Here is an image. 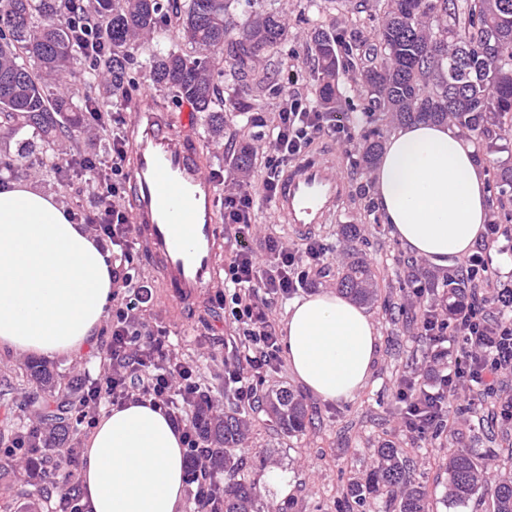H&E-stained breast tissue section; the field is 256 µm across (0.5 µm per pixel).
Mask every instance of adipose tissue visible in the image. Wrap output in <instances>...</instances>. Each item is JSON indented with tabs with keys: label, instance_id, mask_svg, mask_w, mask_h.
Here are the masks:
<instances>
[{
	"label": "adipose tissue",
	"instance_id": "ef3b65f1",
	"mask_svg": "<svg viewBox=\"0 0 512 512\" xmlns=\"http://www.w3.org/2000/svg\"><path fill=\"white\" fill-rule=\"evenodd\" d=\"M392 238L436 266L469 255L489 192L476 147L445 123L395 130L373 174ZM112 257L55 198L22 182L0 187V351L73 357L102 330L112 303ZM378 332L364 308L331 291L295 301L282 347L315 397L346 401L362 389ZM185 449L168 417L147 404L108 408L85 441L81 481L90 512H179Z\"/></svg>",
	"mask_w": 512,
	"mask_h": 512
}]
</instances>
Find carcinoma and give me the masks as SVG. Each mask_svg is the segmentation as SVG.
<instances>
[{"label":"carcinoma","instance_id":"cac0c4a2","mask_svg":"<svg viewBox=\"0 0 512 512\" xmlns=\"http://www.w3.org/2000/svg\"><path fill=\"white\" fill-rule=\"evenodd\" d=\"M230 0H0V128L17 139L21 151L0 157V173L19 175L29 169L26 159L41 143L47 147L75 137L81 118L102 109L98 99L75 90H58L55 79L75 74L83 82L99 73L110 77L109 96L125 99L131 91L127 47L140 36L151 41L149 67L153 81L169 89L176 100L203 113L208 132L224 133V112H236L234 100L224 101L215 68L227 65L241 91L256 84L255 66L287 37L285 19L261 0L247 20L226 18ZM94 19L86 36L76 26ZM178 30L192 51L170 43ZM340 41L323 26L311 32L309 51L317 75L316 96L326 112L336 111L335 78L350 61L338 54ZM367 65L361 84L367 93L362 108L370 119L383 112L399 122L447 123L479 139L488 126H512V0H388L377 40L360 44ZM39 149V148H37ZM381 141L365 135L357 149L359 167H371ZM36 164L64 186L82 173L86 161L62 165L54 150L39 149ZM354 300H375V275L370 264L355 255L339 281ZM28 375L40 387L52 385L53 374L42 364L30 365ZM276 426L285 434L305 428L307 405L288 388L266 400ZM81 404L62 398L46 408L49 429L43 439L29 438L26 455L48 466L77 457L70 445L71 420ZM199 436L211 452L215 474L233 475L243 466L235 449L244 443V424L235 412L215 414L203 402L196 411ZM376 485L401 489L397 512H429L425 494L408 486L400 449L387 443L378 448L373 465ZM490 495L493 512H512V478L497 479L467 451L448 457L447 502L463 505L479 490ZM211 512H261L256 485L233 480L214 489Z\"/></svg>","mask_w":512,"mask_h":512}]
</instances>
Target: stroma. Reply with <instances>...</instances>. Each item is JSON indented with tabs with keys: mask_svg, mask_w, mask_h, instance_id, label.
Here are the masks:
<instances>
[{
	"mask_svg": "<svg viewBox=\"0 0 512 512\" xmlns=\"http://www.w3.org/2000/svg\"><path fill=\"white\" fill-rule=\"evenodd\" d=\"M286 20L288 37L269 56L260 73L276 82L292 76L298 87L314 92L310 56L307 52L309 32L318 25L374 42L382 14L383 0H265ZM131 75L135 86L130 99L117 100L112 111L121 129H128L133 119V100L144 89L155 91L159 101L173 117H180L184 104L167 89L152 80L144 61L148 47L130 48ZM254 112H228L224 115V136L216 140L205 136L201 123H193L189 135L207 157L209 173L221 174L218 191L231 188L237 179L234 156L241 146L254 153L268 151L267 128L253 125L254 114L273 117L280 100L274 95L256 98ZM335 153L340 157L348 191L340 203L335 223L316 231L328 251L329 262L313 276L299 297L323 289H336L344 248L365 253L372 265L377 297L367 304L380 336L378 358L370 378L354 399L325 402L305 395L309 421L302 433L286 436L276 430L267 416L250 410V434L241 453L245 467L242 477L254 482L268 512H392L390 497L380 491L368 495L363 506L349 507L347 489L350 481H368L376 452L382 442L402 448L413 486L424 490L430 512H491L489 497L476 493L465 505L449 507L444 503L451 450L463 448L495 475L512 476V423L489 418L488 408L471 405L468 399L455 401L453 414L458 417L457 431L432 429L424 436L411 437L400 429L404 404L396 393L401 376L427 373L432 364L434 346L421 336L412 301L413 282L408 281L410 267H428L426 259L407 252L393 240L382 224L371 192V171H359L344 154L334 135L316 137L304 151L305 157ZM266 169H252L247 189L256 199L255 231L257 236L277 233L286 242L299 245L305 238L276 221L273 206L263 195ZM490 214L495 215L504 233L486 258L495 274V284L512 285V201L490 195ZM358 227L357 236L345 235V225ZM138 262L142 277L149 282L153 298L144 316L176 332L185 357L198 360L203 382L219 409L235 406L234 392L224 384V360L236 344L235 333L224 323L219 294L223 277H216L205 298L190 309L166 307L161 299L160 272L147 248H140ZM30 356L0 354V429L38 424L44 417V404L53 400L50 392L39 391L27 378ZM25 403L17 411V403ZM277 479H269L270 470ZM38 482L32 479L25 464L9 462L0 468V512H52L54 498L34 495Z\"/></svg>",
	"mask_w": 512,
	"mask_h": 512,
	"instance_id": "35a3bbf8",
	"label": "stroma"
}]
</instances>
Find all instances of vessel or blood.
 <instances>
[{"label": "vessel or blood", "instance_id": "1", "mask_svg": "<svg viewBox=\"0 0 512 512\" xmlns=\"http://www.w3.org/2000/svg\"><path fill=\"white\" fill-rule=\"evenodd\" d=\"M133 112L127 160L136 231L160 262L163 301L193 304L216 277L221 245L216 183L206 172L204 154L151 90L141 93ZM345 193L339 159L319 156L281 176L274 213L293 231L310 233L334 222Z\"/></svg>", "mask_w": 512, "mask_h": 512}]
</instances>
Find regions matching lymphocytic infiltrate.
<instances>
[{"mask_svg": "<svg viewBox=\"0 0 512 512\" xmlns=\"http://www.w3.org/2000/svg\"><path fill=\"white\" fill-rule=\"evenodd\" d=\"M281 106L269 124L268 154L254 156L256 166L267 169L264 196L273 199L279 184V167L300 155L320 134L330 132L343 145L353 136L348 124L337 114L318 111L307 93L292 89L290 81L277 83ZM97 130L112 135V151L92 156L86 169L91 188L89 203L72 218L84 225L102 250L112 254V319L110 334L96 349L98 374L78 379L83 395L81 422L93 427L101 408L128 403L150 402L163 410L180 432L189 466L199 473L208 469V454L199 440L192 412L207 396L196 360L184 357L165 327L151 324L142 304L152 299L149 286H133L135 263L134 229L124 206L128 192L126 139L111 131L110 112L91 113ZM254 200L247 189L224 195V230L232 250L224 265V322L237 331L239 347L233 362L224 366V382L234 390L239 407L252 406L264 383L279 373L281 357L278 325L270 316L272 305L306 287L313 271L325 265L326 250L317 240L305 248L266 234L255 238ZM461 271L476 281L470 302L453 321L426 311L420 329L433 344L447 334L459 342L457 358L461 370L403 378L397 395L405 404L403 429L421 435L434 426L454 425L450 405L463 392V381L474 382L479 396H499L505 375H512V289L493 288L491 273L481 253L465 258ZM497 307L501 315L489 321L479 310Z\"/></svg>", "mask_w": 512, "mask_h": 512, "instance_id": "f902f5d3", "label": "lymphocytic infiltrate"}]
</instances>
